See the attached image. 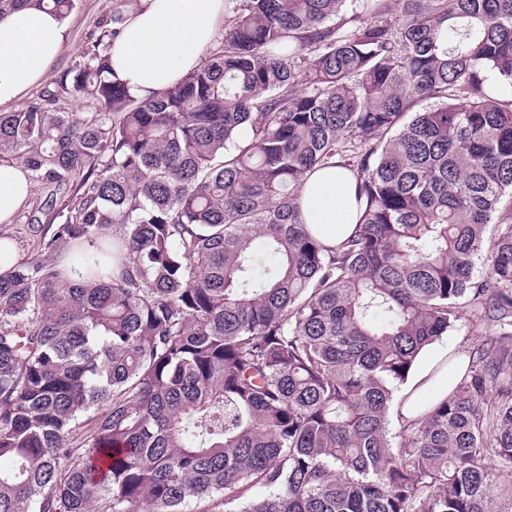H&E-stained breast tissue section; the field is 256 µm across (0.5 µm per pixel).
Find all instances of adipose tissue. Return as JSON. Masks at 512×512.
Masks as SVG:
<instances>
[{
    "label": "adipose tissue",
    "mask_w": 512,
    "mask_h": 512,
    "mask_svg": "<svg viewBox=\"0 0 512 512\" xmlns=\"http://www.w3.org/2000/svg\"><path fill=\"white\" fill-rule=\"evenodd\" d=\"M225 0H126L113 22L112 77L138 97L170 87L200 65L205 50L222 35ZM68 36L64 17L25 8L0 18V107L16 105L42 81ZM32 191L28 172L0 166V223H9ZM301 218L312 234L333 246L349 237L358 221L354 179L340 168L314 172L299 199ZM462 358L440 347L426 351L401 387L402 417H421L448 394V375L463 376Z\"/></svg>",
    "instance_id": "adipose-tissue-1"
}]
</instances>
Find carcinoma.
<instances>
[{
  "label": "carcinoma",
  "mask_w": 512,
  "mask_h": 512,
  "mask_svg": "<svg viewBox=\"0 0 512 512\" xmlns=\"http://www.w3.org/2000/svg\"><path fill=\"white\" fill-rule=\"evenodd\" d=\"M227 2L222 45L150 98L111 78V15L0 112V165L44 193L24 218L53 255L0 276V512H498L512 0ZM336 164L362 214L328 247L298 197ZM472 308L495 336L392 430L420 352Z\"/></svg>",
  "instance_id": "cac0c4a2"
}]
</instances>
